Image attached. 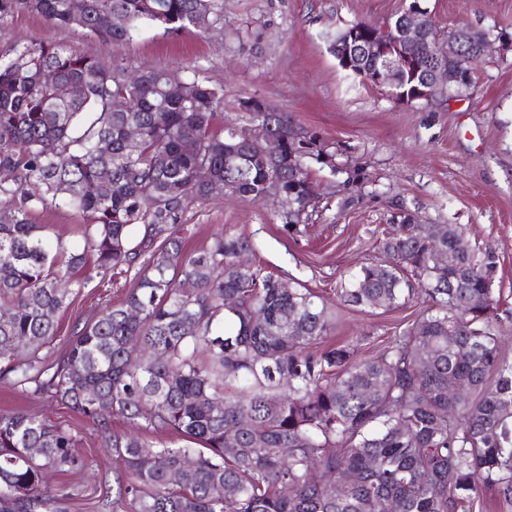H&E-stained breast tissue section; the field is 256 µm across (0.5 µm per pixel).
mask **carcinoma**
Here are the masks:
<instances>
[{
	"label": "carcinoma",
	"mask_w": 512,
	"mask_h": 512,
	"mask_svg": "<svg viewBox=\"0 0 512 512\" xmlns=\"http://www.w3.org/2000/svg\"><path fill=\"white\" fill-rule=\"evenodd\" d=\"M18 5L112 43L143 24L175 36L222 20L217 0H0V15ZM403 19L385 30L354 22L329 50L363 81L382 60L361 55L349 31L392 36ZM487 36L448 31L476 65ZM409 55L397 99L412 102L436 52L421 41ZM59 84L81 93L63 97ZM223 106L224 89L197 73L132 77L43 42L0 56V379L32 385L101 427L123 465L112 500L101 502L109 512H480L484 487L512 508V361L493 296L496 252L457 224H418L401 209L379 242L385 260L361 266L337 294L362 311H394L417 291L430 306L382 351L355 358L328 342L336 315L319 296L248 261L250 237L220 233L183 251L177 233L190 202L261 201L275 190L292 202L279 218L293 235L315 197L309 162L336 171L288 113L247 98L246 123L217 132ZM255 121L269 132L264 154L249 139ZM52 204L82 220L87 241L64 269L44 226L30 222ZM140 259L120 305L76 329L59 356L39 355L57 336L50 314L91 272H127ZM228 296L236 306L225 307ZM450 383L463 393L448 392ZM114 417L129 430H110ZM77 443L69 427L0 414V512H57L72 494L46 480L83 466Z\"/></svg>",
	"instance_id": "cac0c4a2"
}]
</instances>
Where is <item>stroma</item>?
Instances as JSON below:
<instances>
[{"label": "stroma", "mask_w": 512, "mask_h": 512, "mask_svg": "<svg viewBox=\"0 0 512 512\" xmlns=\"http://www.w3.org/2000/svg\"><path fill=\"white\" fill-rule=\"evenodd\" d=\"M220 2L224 17L207 32L174 38L145 25L133 40L118 44L81 37L19 7L0 17V52L49 42L131 71L178 68L189 76L201 69L224 88L220 122L238 118L239 103L248 98L288 113L294 124L317 134L336 163L332 169L312 166L319 199L309 223L291 235L272 205L237 196L196 201L182 216L185 249L205 246L221 230L251 237L257 264L309 288L335 310L333 342L371 356L428 302L417 295L391 312L355 311L336 295L341 280L380 261L377 235L396 223L400 209L421 224L462 225L471 242L498 255L493 286L501 293L498 313L512 359V47L492 44L477 82L458 97L399 102L387 89L348 75L325 35L357 20L387 26L410 0ZM420 3L442 36L454 24L512 33V0ZM348 196L355 205L339 209ZM30 219L66 251L83 250L78 218L69 208H38ZM132 279L123 273L104 284L92 281L74 294L56 315L55 348L65 346L77 321L119 304ZM19 410L69 426L80 439L76 452L84 469L48 479L51 489L72 494L60 501L59 512H102L97 502L112 492L115 462L97 425L55 399L0 382V413Z\"/></svg>", "instance_id": "35a3bbf8"}]
</instances>
